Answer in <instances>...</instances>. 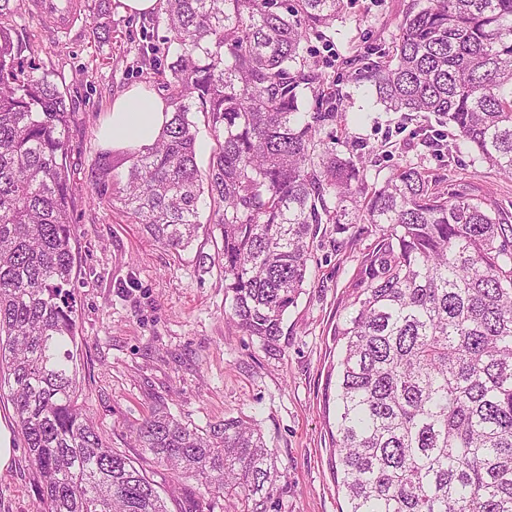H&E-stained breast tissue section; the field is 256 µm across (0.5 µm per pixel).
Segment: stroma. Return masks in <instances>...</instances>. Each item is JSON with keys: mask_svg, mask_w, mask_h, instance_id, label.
I'll list each match as a JSON object with an SVG mask.
<instances>
[{"mask_svg": "<svg viewBox=\"0 0 512 512\" xmlns=\"http://www.w3.org/2000/svg\"><path fill=\"white\" fill-rule=\"evenodd\" d=\"M410 0H351L323 33L310 35L303 54L324 63L344 96V118L334 130L346 157L365 156L368 182L412 165L441 190L512 213V177L479 162L455 131L427 113L386 111L350 57L369 45L391 46ZM112 37L95 42L89 15L71 34L52 19L19 10L13 39L20 58L37 66L66 94L75 113L67 163L74 174L72 215L74 288L82 354L83 397L106 441L135 455L131 428L157 399L172 414L203 426L227 417L252 419L286 473L279 512H340L330 432L336 412L333 333L375 240L370 225L319 233L309 262L310 284L284 320L280 351L269 354L224 313V275L202 272L198 253L214 244L200 231L193 246L174 253L146 236L96 186L91 171L109 153L117 178L128 164L99 135L114 98L138 86L163 96L162 70L176 51L163 20L122 11L114 0ZM457 150L447 163L419 143L420 132ZM0 427L13 455L0 471V512H37L38 477L26 459L10 403L0 400Z\"/></svg>", "mask_w": 512, "mask_h": 512, "instance_id": "1", "label": "stroma"}]
</instances>
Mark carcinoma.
<instances>
[{
	"mask_svg": "<svg viewBox=\"0 0 512 512\" xmlns=\"http://www.w3.org/2000/svg\"><path fill=\"white\" fill-rule=\"evenodd\" d=\"M21 0H0V392L40 481L38 512H169L157 485L103 442L79 402L67 166L74 113L48 75L19 64ZM345 0H162L170 41L154 143L125 180L101 159L95 185L158 245L189 248L209 208L238 327L279 351L323 224H369L376 239L336 324V484L347 512H512V220L439 190L416 167L368 184L366 163L321 137L343 94L301 55ZM93 33L112 0H84ZM393 112H432L478 158L512 176V0H412L389 48L354 55ZM315 98L301 111L304 93ZM213 140L197 161L198 121ZM134 447L198 484L195 512L233 498L278 512L283 472L257 425L199 427L158 401Z\"/></svg>",
	"mask_w": 512,
	"mask_h": 512,
	"instance_id": "cac0c4a2",
	"label": "carcinoma"
}]
</instances>
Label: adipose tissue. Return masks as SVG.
Masks as SVG:
<instances>
[{"instance_id": "adipose-tissue-1", "label": "adipose tissue", "mask_w": 512, "mask_h": 512, "mask_svg": "<svg viewBox=\"0 0 512 512\" xmlns=\"http://www.w3.org/2000/svg\"><path fill=\"white\" fill-rule=\"evenodd\" d=\"M167 119L161 98L132 88L115 98L100 135L113 148L138 150L152 145Z\"/></svg>"}]
</instances>
